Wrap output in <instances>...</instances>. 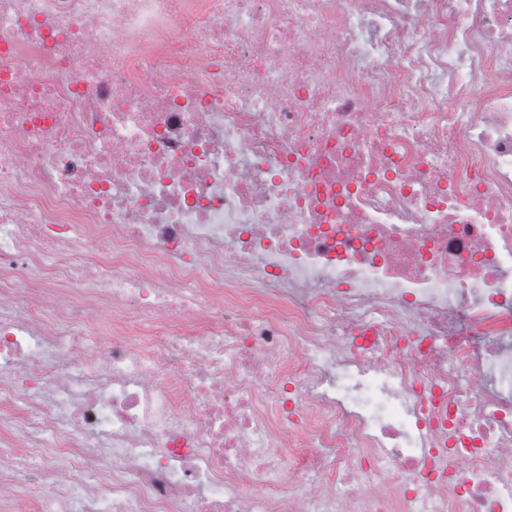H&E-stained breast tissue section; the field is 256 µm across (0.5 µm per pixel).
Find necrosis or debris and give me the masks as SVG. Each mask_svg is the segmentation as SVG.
Here are the masks:
<instances>
[{"label":"necrosis or debris","mask_w":512,"mask_h":512,"mask_svg":"<svg viewBox=\"0 0 512 512\" xmlns=\"http://www.w3.org/2000/svg\"><path fill=\"white\" fill-rule=\"evenodd\" d=\"M5 512H512V0H0Z\"/></svg>","instance_id":"obj_1"}]
</instances>
